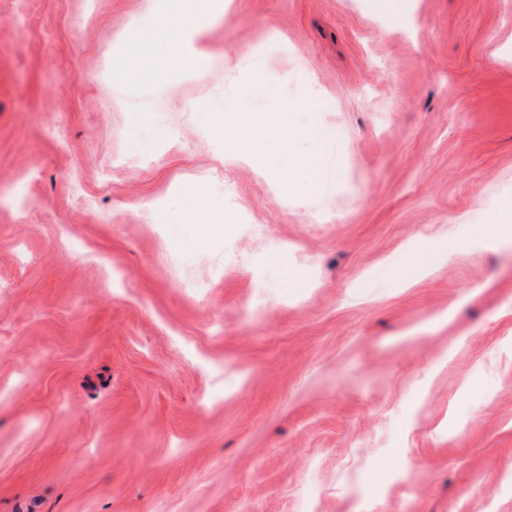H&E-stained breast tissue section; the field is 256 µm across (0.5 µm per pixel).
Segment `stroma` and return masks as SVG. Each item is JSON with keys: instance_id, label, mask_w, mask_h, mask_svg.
I'll return each mask as SVG.
<instances>
[{"instance_id": "35a3bbf8", "label": "stroma", "mask_w": 512, "mask_h": 512, "mask_svg": "<svg viewBox=\"0 0 512 512\" xmlns=\"http://www.w3.org/2000/svg\"><path fill=\"white\" fill-rule=\"evenodd\" d=\"M218 3L0 0V512H512V0ZM202 34L203 29L194 23H184L169 30V37L172 41L180 44L183 40H188L193 47L194 54L199 56V58L205 52V48L200 42ZM298 168L301 185L306 189H310L313 184L327 175L321 151L312 157L302 160Z\"/></svg>"}]
</instances>
